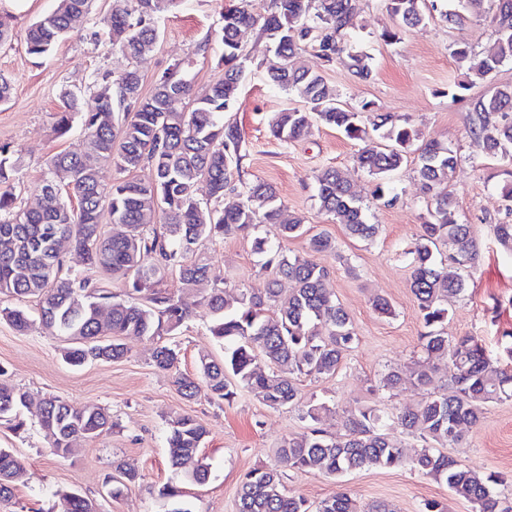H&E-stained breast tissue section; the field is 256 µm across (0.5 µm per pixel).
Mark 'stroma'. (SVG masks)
<instances>
[{
	"mask_svg": "<svg viewBox=\"0 0 512 512\" xmlns=\"http://www.w3.org/2000/svg\"><path fill=\"white\" fill-rule=\"evenodd\" d=\"M225 0H179L161 14L160 37L153 50L136 63L144 91H151L156 77L178 60L189 61L188 79L203 89L222 70V48L212 36L222 20ZM55 0H0V13L12 17L11 40L0 44V75L13 85L11 99L0 104V146H8L16 164L12 183L19 203L35 206L38 187L47 172L48 156L59 150L81 151L79 129L56 137L54 127L64 91H83V109L93 101L85 90L97 72L119 74L128 62L106 40L91 41L73 35L60 42L44 60L26 51L29 26L53 9ZM395 21L384 0H359V8L346 37L349 47L371 58L370 80H356L346 59L325 64L312 49L299 55L310 70L320 72L342 101L352 108L373 103L379 111L394 115L419 130L422 140L450 146L458 165L448 181L458 223L469 225L476 256L461 275L469 276L463 296L449 299V337L476 334L492 349H500L503 331H512V255L497 243L494 224L505 218L501 196L504 177L501 161L485 155L471 131L472 103L492 88L512 86V62L484 79L468 76V67L455 55L457 45L473 53L485 51L494 41L490 20L463 12L451 25L440 17L425 25L404 29L398 40L387 41L385 30ZM241 41L251 64L240 87L238 102L227 121L237 124L247 148L244 181L271 183L287 212L304 219V235L283 241L291 255L313 256L329 267L327 288L347 311L357 340L335 375L299 377L304 397L326 403L330 411L321 422L329 436L346 433L345 417L357 406L381 409L389 417L386 431L391 440L414 455L422 447L419 438L403 431L395 421L400 407L449 390L448 365L438 362L433 383H406L396 391L384 388L382 379L393 368L409 370L424 361V331L410 290L408 248L421 233L428 199L420 190L416 159H409L390 180L397 201L390 206L372 199L374 181L354 161L360 147L330 126L312 129L304 140L285 143L268 127L273 113L299 106L297 97L270 85L261 67L270 55V43L258 30H246ZM333 168L348 180L369 206V220L379 231L374 241L352 239L343 225L319 208L316 177ZM328 235L336 244L334 255L311 254L309 238ZM196 261L206 264L211 275L228 285L253 293L263 292L268 276L250 239L228 235L202 241ZM164 288L178 294L190 312L175 337L180 346L176 371H163L153 363V341L129 337L126 355L117 361L68 365L61 357L62 337L53 336L32 323L16 332L0 320V366L4 378L26 391V426L14 430L0 425V448L11 451L26 474L11 498L0 500V512H57L56 491L74 490L90 498L97 512H236V493L242 475L257 467L279 468L288 490L316 503L342 491L371 512L373 505L390 504L394 512H422L425 502L436 500L447 512H472L469 503L450 494L445 482L423 476L411 466L361 470L340 478L313 471L281 468L276 448L290 438L310 431L300 408L266 406L247 390L229 403L214 404L206 397L188 400L174 383L176 374H199V356L221 359L223 349L207 334L211 319L204 297L208 284L196 290L181 289L177 269L167 271ZM387 298L394 316L384 317L372 306L374 296ZM55 395L81 407L96 404L108 410L112 427L100 436L80 443L66 456L54 454L49 439L37 422L42 399ZM178 414L197 418L209 435L200 449L210 467L208 480L185 486L179 503L162 498L167 483H181L167 455L168 421ZM448 456L481 475L512 474V399L489 403L480 423L461 441L448 445ZM139 475L135 485L117 498L111 497L106 480L115 465Z\"/></svg>",
	"mask_w": 512,
	"mask_h": 512,
	"instance_id": "35a3bbf8",
	"label": "stroma"
}]
</instances>
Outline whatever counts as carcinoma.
<instances>
[{
  "instance_id": "cac0c4a2",
  "label": "carcinoma",
  "mask_w": 512,
  "mask_h": 512,
  "mask_svg": "<svg viewBox=\"0 0 512 512\" xmlns=\"http://www.w3.org/2000/svg\"><path fill=\"white\" fill-rule=\"evenodd\" d=\"M445 0H387L396 28L387 30L388 41L399 29L416 28L438 13L448 24L461 15L443 8ZM91 0H57L51 12L36 20L26 36L27 53L47 57L56 44L85 28ZM176 0H113L112 12L104 19V34L123 55L136 60L155 46L159 31L157 16ZM496 38L491 47L470 57L468 70L484 78L505 62H512V0H489ZM357 10V0H271L270 9L256 14L248 0H237L221 13L222 25L215 31L221 44V77L200 92L194 91L177 61L154 81L148 93L142 77L130 66L117 75L96 74L91 81L94 106L81 109L78 93H63L55 131L67 134L78 121L84 136L80 152L60 151L47 160L48 176L41 185V204H17L9 149L0 146V296L36 300L42 326L70 338L64 358L80 366L93 361L122 358V339L149 340L174 335L188 318L187 309L175 295L160 287L166 270L177 268L188 288L210 279L206 265L193 260L199 243L239 233L253 235V251L262 257L261 269L270 272L267 288L255 294L244 288L227 290L226 282L213 279L205 297L212 320L209 335L224 345L220 361L200 357V377L176 378L179 393L188 400L205 396L211 401H231L244 388L271 408L292 407L300 402L296 378L331 376L352 349L356 333L348 313L325 287L326 266L301 256H291L256 235L261 224L276 228L282 239L303 234L304 219L289 215L278 204L275 190L267 183H246L242 162L246 148L240 129L224 121V113L237 102L241 83L249 67L240 34L257 28L271 41L273 55L263 61L267 79L293 93L305 103L303 109L275 113L269 121L273 136L285 143L306 137L321 123L341 130L349 139L362 141L356 163L376 180L373 196L385 206L397 196L389 194L391 176L407 162L417 133L398 123L388 113L374 112L367 119L365 103L357 112L347 109L324 77L306 69L299 52L309 47L328 63L346 52L344 35ZM348 53V52H346ZM351 74L367 81L372 77L370 57L348 53ZM178 92L189 102L186 110L167 105L169 93ZM385 141L370 146V133ZM471 133L482 142L485 153L512 167V87L495 88L473 104ZM418 175L423 192L431 198L423 233L410 246L411 283L425 333L423 349L430 356L448 359L450 391L428 397L405 408L398 423L424 442L409 458L405 450L385 432V414L373 407H356L348 415L347 434L330 438L317 427L325 404L303 406V418L314 427L300 440L290 439L276 449L290 468L308 469L339 478L364 468L392 469L411 463L423 475L443 481L450 492L472 503L476 512H512L500 507L493 486L508 476L491 473L480 477L436 449L461 439L464 429L476 425L485 406L512 398V332L505 331L503 354H494L478 336L450 339L443 331L448 321V299L466 291V281L457 269L474 260L470 228L459 224L452 213L453 199L444 191L458 164L452 148L428 141L418 148ZM113 164L123 178L106 187L100 169ZM153 177L145 182L133 176L143 166ZM207 182L211 201L197 198V184ZM321 210L345 226L349 235L371 240L378 225L369 223L361 198L338 171L324 170L318 177ZM241 201L223 206L226 194ZM159 216L162 229L150 227ZM124 228L121 235H107L102 219ZM67 239L82 255L84 268L64 269L59 239ZM451 248L448 262L437 258L440 246ZM315 253L335 252V244L324 235L309 239ZM103 272L123 283L124 296L102 286L96 273ZM293 284L283 287V282ZM0 317L19 332L31 326L21 308L0 309ZM179 348L175 342L155 347L153 362L161 370L176 368ZM435 364L418 363L409 374L389 371L384 387L395 390L406 378L419 385L433 382ZM26 392L0 382V423L23 427L20 412L27 407ZM39 423L57 454H68L74 445L95 438L112 428L108 413L97 405L74 408L57 396L43 399ZM208 431L190 415L169 420L167 439L171 466L185 480L202 484L209 466L200 456ZM24 474L23 465L0 448V498L8 497ZM137 479V474L118 464L109 482V493L118 497ZM58 512H96L92 500L73 491H60ZM237 512H359L357 504L338 492L316 505L288 493L281 474L273 469L253 468L243 476Z\"/></svg>"
}]
</instances>
